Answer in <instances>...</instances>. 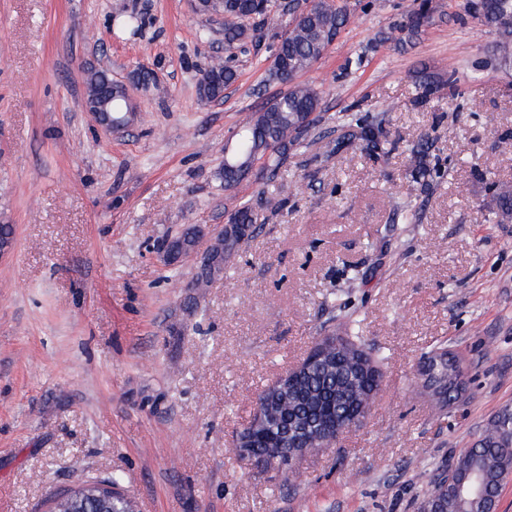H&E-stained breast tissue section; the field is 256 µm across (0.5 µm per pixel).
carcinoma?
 <instances>
[{"mask_svg":"<svg viewBox=\"0 0 512 512\" xmlns=\"http://www.w3.org/2000/svg\"><path fill=\"white\" fill-rule=\"evenodd\" d=\"M480 8L473 18L490 28L496 35L493 54L494 64L499 68H512V0H480ZM224 17L228 24L224 28V61L210 66L208 72L218 77L208 90L207 101L224 97V90L238 80L236 66L227 62L236 58L238 51L254 42L256 35L251 30L235 24L237 20L257 19L260 24L278 26L281 13L277 0H224ZM347 21L346 8L338 0H313L311 10L297 21L288 22L275 48L270 76L273 80L288 85V91L279 99L256 112L241 125L234 137L236 143L232 154L224 160V190H234L241 181V169L236 164L249 160L262 162L265 179L273 180L285 164L290 147L300 143L313 123L310 115L320 110V92L308 83L296 81L299 74L317 63L332 32L340 31ZM430 22V7L424 0H417L402 21L393 25L395 30H404L408 38L421 35ZM347 127L356 129V134L370 151L381 149L385 141L382 125L365 123L352 115ZM498 212L502 219L512 217V185H495ZM231 224H256L259 214L246 202L234 208L228 216ZM340 344L329 350L330 362L316 367L306 382L293 387L281 400L277 416L269 421L266 434L276 437L287 428L288 413L299 412L311 424L333 421H351L360 405L368 400L380 387L383 373L376 369L364 371L358 365V356L364 353L352 328L336 335ZM512 424V418L496 416L483 434L481 441L471 453H461L456 460V469L476 467L489 486L503 485L512 475V447L501 439L502 426ZM281 448H311L313 442L301 433L288 432L281 439Z\"/></svg>","mask_w":512,"mask_h":512,"instance_id":"1","label":"carcinoma"}]
</instances>
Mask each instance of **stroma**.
<instances>
[{
    "mask_svg": "<svg viewBox=\"0 0 512 512\" xmlns=\"http://www.w3.org/2000/svg\"><path fill=\"white\" fill-rule=\"evenodd\" d=\"M343 2L347 24L301 76L322 96L307 136L274 181L228 193L234 132L284 90L268 79L279 28L206 103L224 23L193 0H0V512L112 476L137 512H417L432 474L512 409V219L492 187L512 184V70L466 0H432L405 47L378 36L412 0ZM92 67L136 103L122 133L83 107ZM423 71L442 80L425 101ZM355 112L383 123L377 156L340 138ZM421 149L441 168L426 182L410 173ZM242 202L252 237L191 288L195 255L168 266L160 244ZM340 320L383 372L369 414L296 483L257 472L236 431ZM439 347L467 368L444 411L418 386Z\"/></svg>",
    "mask_w": 512,
    "mask_h": 512,
    "instance_id": "1",
    "label": "stroma"
}]
</instances>
